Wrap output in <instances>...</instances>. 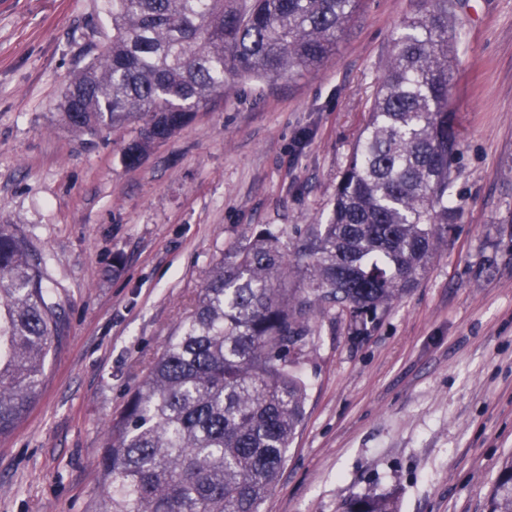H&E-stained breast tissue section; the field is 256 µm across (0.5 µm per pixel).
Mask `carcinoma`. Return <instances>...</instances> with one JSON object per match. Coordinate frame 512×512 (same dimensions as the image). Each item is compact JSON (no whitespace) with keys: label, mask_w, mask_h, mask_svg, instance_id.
<instances>
[{"label":"carcinoma","mask_w":512,"mask_h":512,"mask_svg":"<svg viewBox=\"0 0 512 512\" xmlns=\"http://www.w3.org/2000/svg\"><path fill=\"white\" fill-rule=\"evenodd\" d=\"M112 40L69 76L77 136L128 121L136 163L224 94V76L275 80L322 65L358 0H110ZM382 66L331 216L294 258L269 229L228 250L123 410L99 461L95 512H259L304 418L300 368L315 312L361 336L418 285L455 220L461 143L448 90L458 0H427ZM47 258L0 220V436L34 402L64 309ZM343 512H397L373 494ZM488 512H512V461Z\"/></svg>","instance_id":"carcinoma-1"}]
</instances>
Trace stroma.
<instances>
[{"instance_id":"obj_1","label":"stroma","mask_w":512,"mask_h":512,"mask_svg":"<svg viewBox=\"0 0 512 512\" xmlns=\"http://www.w3.org/2000/svg\"><path fill=\"white\" fill-rule=\"evenodd\" d=\"M421 0H360L335 53L224 94L136 164L138 126L74 137L67 77L112 38L109 0H0V216L47 256L66 330L0 436V512H93L106 428L229 247L285 249L329 216L393 40ZM448 108L457 219L417 288L355 337L317 313L306 414L260 512H488L512 458V0H461ZM343 512H398L394 502L387 498L373 494H363L347 500L343 505Z\"/></svg>"}]
</instances>
